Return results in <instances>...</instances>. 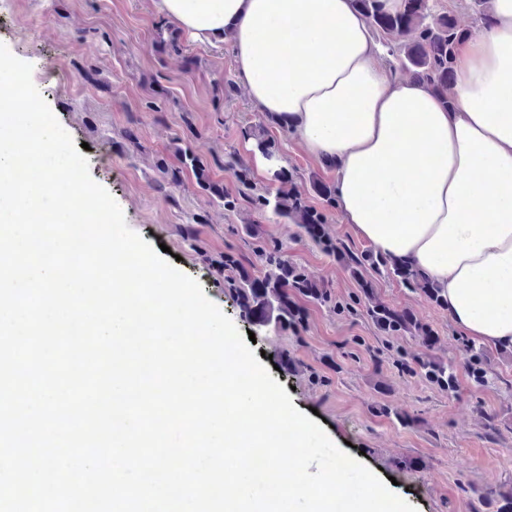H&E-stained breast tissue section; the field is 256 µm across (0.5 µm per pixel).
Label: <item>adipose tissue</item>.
I'll return each instance as SVG.
<instances>
[{
	"label": "adipose tissue",
	"instance_id": "adipose-tissue-1",
	"mask_svg": "<svg viewBox=\"0 0 512 512\" xmlns=\"http://www.w3.org/2000/svg\"><path fill=\"white\" fill-rule=\"evenodd\" d=\"M199 45L234 47L259 111L337 162L356 235L418 269L451 322L512 346V0L458 48L453 107L376 60L353 0H152Z\"/></svg>",
	"mask_w": 512,
	"mask_h": 512
}]
</instances>
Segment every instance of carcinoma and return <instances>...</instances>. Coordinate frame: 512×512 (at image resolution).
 I'll return each mask as SVG.
<instances>
[{
	"label": "carcinoma",
	"mask_w": 512,
	"mask_h": 512,
	"mask_svg": "<svg viewBox=\"0 0 512 512\" xmlns=\"http://www.w3.org/2000/svg\"><path fill=\"white\" fill-rule=\"evenodd\" d=\"M357 10L379 33L382 45L389 55L396 58L398 68L407 70L412 78L424 82L448 104V88L455 79V55L458 45L468 38L469 32L461 28L451 12L432 11L429 0H401L399 9H388L386 0H354ZM180 162L193 173L198 185L232 209L237 198L224 190V185L214 181L210 167L188 148H177ZM241 184L238 194L246 197L254 208L269 212L276 219H290L299 224L305 234L327 255L343 261L351 275L360 281L365 298L366 311L376 327L386 336L409 333L431 346L434 334L408 311L398 310L380 301L365 280L364 273L381 267L389 270L408 288L420 290L430 301L444 306L440 289L423 279L420 273L404 265L393 263L380 250L368 249L358 254L329 237L325 231L326 214L310 207L303 196L293 188V175L284 169L274 171L279 183L276 191H256L250 181L246 162L235 156L224 162ZM313 189L323 200L326 208L336 206V187L320 180L313 182ZM254 253L264 267L263 275L255 277L233 255H224L223 265L236 272L234 291L241 299L246 315L258 325L275 330L298 332L306 317V309L297 302L304 297L311 302L336 308V301L323 286L317 285L300 265L288 260L283 247L259 238L254 243ZM459 361L448 364L429 359L415 361L420 374L453 392L458 384V368L468 373L473 384L487 385L484 347L469 339H462ZM488 504L496 505L494 512H512V491L490 490L483 494Z\"/></svg>",
	"instance_id": "cac0c4a2"
}]
</instances>
